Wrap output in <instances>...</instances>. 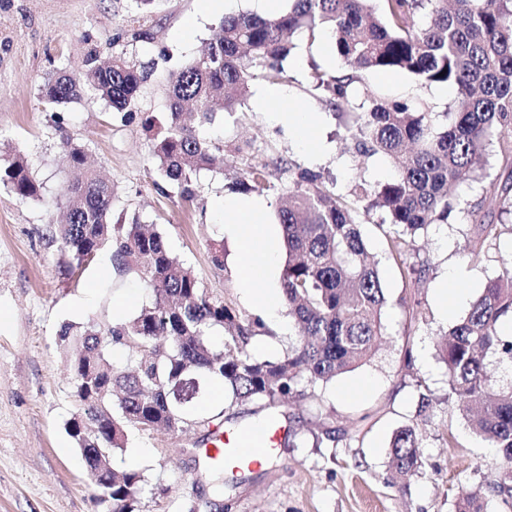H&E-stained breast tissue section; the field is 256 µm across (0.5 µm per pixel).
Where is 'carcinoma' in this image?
I'll return each mask as SVG.
<instances>
[{
	"mask_svg": "<svg viewBox=\"0 0 512 512\" xmlns=\"http://www.w3.org/2000/svg\"><path fill=\"white\" fill-rule=\"evenodd\" d=\"M315 41L329 31L341 62L339 70L313 69L309 91L351 120L346 137L355 153L381 156L393 178L379 185L357 183L349 195L336 194L319 172L302 169L278 186L263 168L233 167L242 191L254 188L288 194L278 209L285 264L281 278L284 305L296 339L281 357L257 360L250 346L264 323L249 318L201 288L192 269L168 249L162 234L134 217L112 223V184L86 167L82 147L65 142L73 171L63 187L68 203L61 224L45 225V236L58 240L81 265L107 247L111 268L133 274L153 299L132 317L102 325L93 318L67 323L60 341L71 350L72 394L78 412L67 430L80 448L86 469L101 472L94 483L97 505L112 512H140L148 479L139 469L121 474L113 468L132 429L164 428L181 434L210 429L228 421L226 408L260 402L280 406L301 384L310 390L332 383L366 360L383 335L382 312L388 303L378 262L369 258L357 221L358 204L383 211L388 257L403 275H422L426 265L409 262L410 246L432 224L445 223L450 200L487 145L498 140L501 157L512 163V0H289L288 11L269 16L226 15L207 52L187 61L167 79L168 118L152 117L156 129L151 161L165 185L180 198L196 196L194 177L210 167L224 145L207 128L224 113L243 105L249 83L261 75L271 83L286 78L284 61L295 54L293 35ZM366 70L404 72L421 88L451 86L453 105L447 124L435 123L422 100L382 97L355 111L353 87ZM151 70L122 55L106 65L89 53L79 76L59 72L47 84L51 107L71 103L89 92L113 109L132 115L141 84ZM0 190L21 199L43 198V186L30 173L28 160L15 155L0 166ZM489 201L512 211V183L493 186ZM512 271L488 282L468 312L448 328L437 344L446 368L448 390L473 431L498 449V476L489 492L512 509V384L487 396L488 358L512 365ZM224 330L216 345L212 332ZM122 348L125 362H112ZM215 384L224 386L228 407L205 409ZM416 429L405 425L390 441L396 475H414L425 465ZM215 477L213 500L194 503L188 512H222L224 471L208 466ZM457 512H485L479 491L461 493Z\"/></svg>",
	"mask_w": 512,
	"mask_h": 512,
	"instance_id": "carcinoma-1",
	"label": "carcinoma"
}]
</instances>
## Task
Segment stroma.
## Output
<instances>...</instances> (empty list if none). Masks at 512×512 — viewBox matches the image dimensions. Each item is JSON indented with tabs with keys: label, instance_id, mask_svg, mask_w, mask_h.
Here are the masks:
<instances>
[{
	"label": "stroma",
	"instance_id": "obj_1",
	"mask_svg": "<svg viewBox=\"0 0 512 512\" xmlns=\"http://www.w3.org/2000/svg\"><path fill=\"white\" fill-rule=\"evenodd\" d=\"M222 18L204 11L202 0H161L150 12L137 9L134 0H0V164L23 154L44 193L43 200L33 201L0 191V512H100L67 431L77 404L70 354L58 333L63 324L89 317L102 324L131 317L152 299L137 278L112 274L108 252L73 267L60 243L43 238L45 225L59 219L66 206L60 195L70 178L64 141L83 147L111 183L113 220L136 216L153 226L213 297L248 317L257 315L250 302L255 286L243 277V257L225 233L217 205L231 193L228 167L220 161L201 171L193 201H183L174 189L161 194L156 188L161 176L149 157L153 131L144 124L149 116L166 118L168 74L202 53ZM297 43L296 58L284 63L285 86L295 107L320 116L315 142L299 147L249 101L239 112L217 118L210 136L242 147L241 161L266 167L279 185L297 167L330 174L340 195L361 179L387 181L389 163L357 155L333 111L305 90L311 64L333 71L338 58L305 38ZM92 51L103 61L121 54L153 64L132 118L90 95L56 112L44 103L46 79L59 71L80 73ZM381 94L415 95L435 112L446 111L452 101L440 87H418L402 73L370 71L354 89L359 103ZM58 114L64 118L60 130L54 123ZM483 171V181L467 179L456 189L470 203V213L452 212L447 223L432 225L414 242V251L430 263L419 281L405 280L386 259L380 212L360 213L389 298L382 344L360 366L317 388L315 396L297 395L274 409L258 402L232 409L225 432L273 417L296 439L293 446L279 447L261 469L225 480L224 512H456L462 491L494 482L497 451L473 434L456 410L435 350L438 337L467 313L487 282L512 267V216L482 203L491 184L512 176V167L492 145ZM483 224L496 225L498 237L482 240L477 262L463 260L462 247L480 240ZM219 247L220 268L211 259ZM448 283L464 290V302L441 305L438 292ZM360 379L370 382L365 391L340 396V389ZM420 381L433 399L426 412L418 409ZM404 425L421 434L426 465L399 480L390 467L389 441ZM330 427L336 430L335 447H314V433ZM203 435L199 428L177 436L130 431L114 467L145 471L143 512H188L197 498L210 497L204 456L196 448Z\"/></svg>",
	"mask_w": 512,
	"mask_h": 512
}]
</instances>
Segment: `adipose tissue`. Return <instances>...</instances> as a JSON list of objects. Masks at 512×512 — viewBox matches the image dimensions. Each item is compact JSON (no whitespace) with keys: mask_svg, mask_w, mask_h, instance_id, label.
Returning <instances> with one entry per match:
<instances>
[{"mask_svg":"<svg viewBox=\"0 0 512 512\" xmlns=\"http://www.w3.org/2000/svg\"><path fill=\"white\" fill-rule=\"evenodd\" d=\"M260 111L293 133L301 146H309L317 120L312 113L294 108L286 88L268 85L255 97ZM224 210V229L237 236L245 259L243 275L262 283L272 273L276 260V234L266 222L267 204L259 197H228L220 203Z\"/></svg>","mask_w":512,"mask_h":512,"instance_id":"obj_1","label":"adipose tissue"}]
</instances>
